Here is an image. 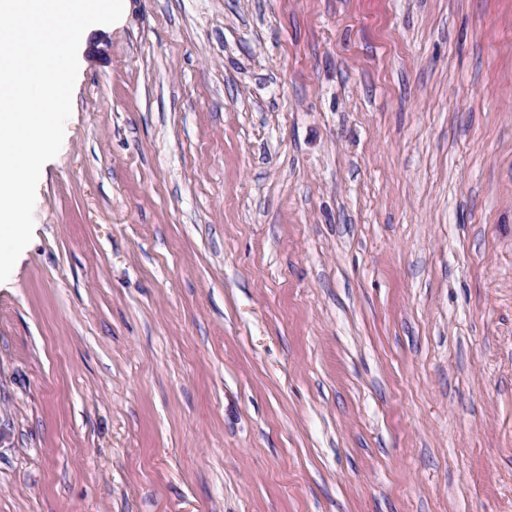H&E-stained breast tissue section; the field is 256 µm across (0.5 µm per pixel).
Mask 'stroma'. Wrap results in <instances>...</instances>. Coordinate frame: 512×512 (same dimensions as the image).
Returning <instances> with one entry per match:
<instances>
[{
    "instance_id": "stroma-1",
    "label": "stroma",
    "mask_w": 512,
    "mask_h": 512,
    "mask_svg": "<svg viewBox=\"0 0 512 512\" xmlns=\"http://www.w3.org/2000/svg\"><path fill=\"white\" fill-rule=\"evenodd\" d=\"M0 283V512H512V0H128Z\"/></svg>"
}]
</instances>
